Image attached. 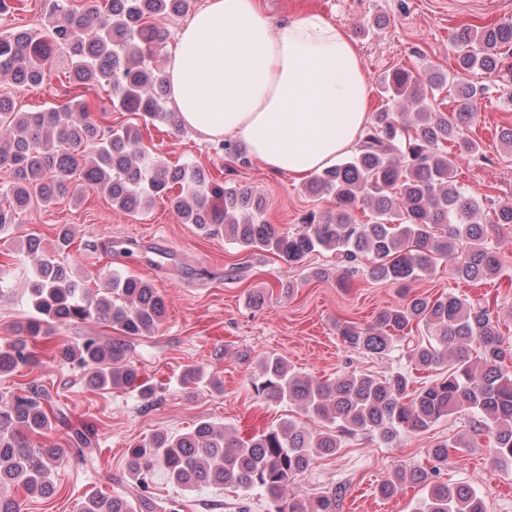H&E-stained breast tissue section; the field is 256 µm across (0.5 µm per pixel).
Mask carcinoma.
Here are the masks:
<instances>
[{"mask_svg":"<svg viewBox=\"0 0 512 512\" xmlns=\"http://www.w3.org/2000/svg\"><path fill=\"white\" fill-rule=\"evenodd\" d=\"M50 2L45 32L15 28L0 34L1 77L18 86H38L46 60L63 50L74 86L97 84L114 108L146 122L173 119L165 75L151 66L155 43L162 40L154 21L183 15L191 0H104L100 9L86 11L75 9L70 0ZM453 43L461 73H492L501 49L512 48V19L465 25L453 34ZM379 86L382 94L412 109V119L387 110L374 113L354 154L307 183L311 194L334 197L335 208L304 212L293 232L265 222L266 202L251 189L217 183L198 166L161 164L143 146L139 128L106 129L80 100L72 97L57 107L17 112L10 99L0 97V126L9 130L0 141V166L12 173L9 186L0 188V234L9 232L34 199L63 196L78 181L126 212L164 197L184 223L209 235L222 232L246 250L271 252L290 265L324 249L333 252L343 277L363 264L370 279L405 286L446 261L465 283L497 278L503 264L492 237L499 228L512 226V204L495 207L489 223L476 222L480 204L455 185L449 159L453 152H480L476 141L463 136L462 127L482 89L463 82L453 86L450 119L423 105L422 81L409 70H392ZM80 146L89 149L82 164L71 153ZM219 149L239 166H250L242 145L225 140ZM363 206L370 215L360 224L356 212ZM459 239L466 246L457 250L453 243ZM28 292L35 314L23 327L25 337L0 349V374L36 366L39 359L28 338L50 326L104 321L120 336L109 342L84 336L61 346L59 361L82 372L93 389L130 388L148 403L157 401L156 386L128 358V340L154 332L165 317L164 301L150 282L116 272L110 287L94 292L70 279L63 264L43 257L31 272ZM422 327L427 338L413 336ZM337 335L354 351L382 356L399 348L421 368L448 366V375L419 388L404 372L319 380L294 372L281 355H265L251 378L255 394L267 403L298 407L322 422L323 429L311 431L290 420L243 438L201 420L186 433H155L128 449L132 494H92L79 512H179L178 504L151 497L148 477L157 470L188 490L216 486L247 495L263 492L267 512H336L340 487L309 502L288 495L289 486L315 458L335 453L342 438L358 433L375 435L389 448L401 433L426 431L460 412L470 414L473 436L436 443L429 449L436 462L431 471L398 470L380 484L379 492L390 497L408 482L426 491L421 512H488L486 495L436 477L439 466L482 435L491 444L492 463L512 471V373L505 369L509 347L492 309L455 293L414 295L381 310L368 326L338 325ZM204 380L223 392L222 383L201 369L189 368L180 376L186 388ZM65 419L64 407L52 403L42 386L0 393V512H20L17 500L7 495L12 486L31 496L54 493L53 477L63 453L38 438L52 422ZM94 444L83 430L70 435L71 452L83 460Z\"/></svg>","mask_w":512,"mask_h":512,"instance_id":"1","label":"carcinoma"}]
</instances>
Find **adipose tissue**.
Here are the masks:
<instances>
[{
	"label": "adipose tissue",
	"instance_id": "adipose-tissue-1",
	"mask_svg": "<svg viewBox=\"0 0 512 512\" xmlns=\"http://www.w3.org/2000/svg\"><path fill=\"white\" fill-rule=\"evenodd\" d=\"M182 124L242 140L271 172L303 179L354 150L369 122L363 60L317 13L274 23L257 0H206L166 68Z\"/></svg>",
	"mask_w": 512,
	"mask_h": 512
}]
</instances>
